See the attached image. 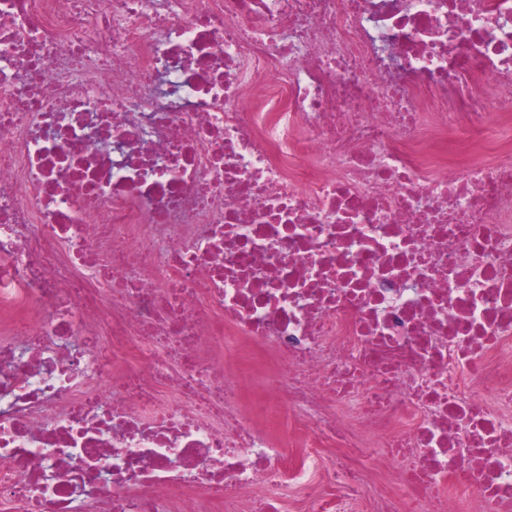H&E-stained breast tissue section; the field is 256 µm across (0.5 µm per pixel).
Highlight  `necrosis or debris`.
Instances as JSON below:
<instances>
[{"label": "necrosis or debris", "mask_w": 512, "mask_h": 512, "mask_svg": "<svg viewBox=\"0 0 512 512\" xmlns=\"http://www.w3.org/2000/svg\"><path fill=\"white\" fill-rule=\"evenodd\" d=\"M376 477L512 512V0H0V506Z\"/></svg>", "instance_id": "obj_1"}]
</instances>
